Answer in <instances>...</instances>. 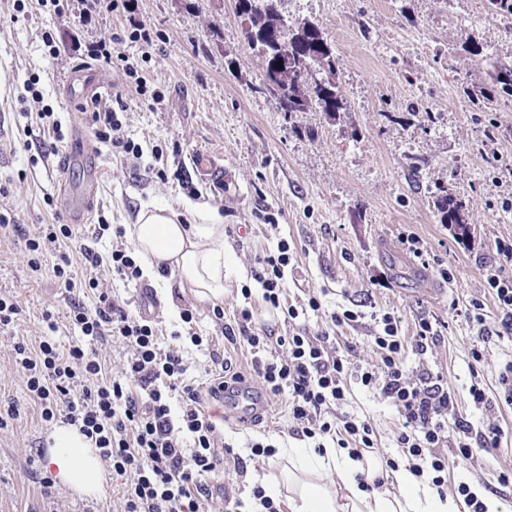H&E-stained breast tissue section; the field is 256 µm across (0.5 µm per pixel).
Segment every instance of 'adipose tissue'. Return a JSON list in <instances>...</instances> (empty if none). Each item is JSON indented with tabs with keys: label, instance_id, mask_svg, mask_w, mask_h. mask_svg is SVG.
I'll return each mask as SVG.
<instances>
[{
	"label": "adipose tissue",
	"instance_id": "ef3b65f1",
	"mask_svg": "<svg viewBox=\"0 0 512 512\" xmlns=\"http://www.w3.org/2000/svg\"><path fill=\"white\" fill-rule=\"evenodd\" d=\"M194 216L193 223L182 224L170 210L146 206L126 233L148 274L178 273L195 299L220 303L229 288L231 262L223 220L205 205L197 206ZM47 445L45 466L60 483L87 494L100 492L99 453L77 427L54 426ZM378 468L376 458H359L345 448L322 454L313 448H285L270 485L281 512H459L454 498L440 495L428 477H416L406 468L396 474V490L366 491L358 475Z\"/></svg>",
	"mask_w": 512,
	"mask_h": 512
}]
</instances>
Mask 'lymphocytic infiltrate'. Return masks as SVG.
Instances as JSON below:
<instances>
[{
    "label": "lymphocytic infiltrate",
    "mask_w": 512,
    "mask_h": 512,
    "mask_svg": "<svg viewBox=\"0 0 512 512\" xmlns=\"http://www.w3.org/2000/svg\"><path fill=\"white\" fill-rule=\"evenodd\" d=\"M151 43L148 31L113 33L110 40L84 44L82 57L100 61L122 71L127 77L138 74L127 56L112 52L123 40ZM117 241L108 259L88 253L91 266L108 262L113 276L125 282L139 281L143 275L133 250L116 231ZM288 242L279 240L276 251L260 257L251 272L263 291L264 301L281 311L288 320L300 316L297 307L283 299V278L288 265ZM498 264L488 269L486 285L497 299L502 325L512 331V275L503 267L512 264V241L496 245ZM69 318L81 339L60 349L51 339L38 346L16 343L14 361L23 375L30 398L38 406L43 421L56 420L79 426L113 473L127 476L122 488L123 512H204L208 498L207 480L223 464L215 446L217 424L199 402V391L187 377V367L178 349L164 345L152 320L131 314L124 304L112 301L95 308L74 302ZM358 312L340 309L331 313L330 329L317 335L303 330L289 331L276 338L258 332L252 313L241 309L235 324L225 325L224 337L231 346L249 349V375L232 373L229 384L250 377L257 380L267 396L286 399L293 435L313 439L327 436L337 447L351 454L374 448L376 436L368 421L336 416L333 406L346 399V381L355 377L395 406L399 415L396 442L409 468L429 474L436 487H443L449 459L444 451L450 431H457L458 459L472 458L474 448L498 447L501 428L488 424L468 442L471 423L454 416V402L442 375L421 370L409 377L404 367L407 351L425 354L436 341L429 319H419L414 340L401 333L398 317L383 313L381 329L370 343L380 366L373 369L352 364L340 355L330 339L331 328L356 322ZM111 337L123 342L130 355L123 366L122 379L105 375L93 344ZM283 350L282 356L268 359L270 346ZM180 408H173V399Z\"/></svg>",
    "instance_id": "1"
}]
</instances>
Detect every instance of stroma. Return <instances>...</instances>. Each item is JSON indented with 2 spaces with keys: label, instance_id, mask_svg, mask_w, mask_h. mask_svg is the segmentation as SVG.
<instances>
[{
  "label": "stroma",
  "instance_id": "obj_1",
  "mask_svg": "<svg viewBox=\"0 0 512 512\" xmlns=\"http://www.w3.org/2000/svg\"><path fill=\"white\" fill-rule=\"evenodd\" d=\"M132 14L100 11L85 21L81 0H68L55 15L37 0H0V115L9 124L0 135V211L14 215L22 234H0V293L20 306L14 322L0 328V410L15 408L16 420L0 429V512H121L122 477L102 466L103 494L83 495L60 486L44 465L51 424L40 417L14 363L16 342L53 335L67 346L80 331L69 322L71 295L51 273L54 248L33 273L25 239L44 225L61 224L65 216L55 201L59 158L37 159L39 141L53 133L38 117L53 109L67 139L77 132L93 135L89 110L66 99L63 85L81 61L75 42L109 37L116 30L137 28L155 36L153 45L125 42L112 50L136 59L148 92L135 80L102 63H93L96 79L111 92L95 108L118 110V137L138 143L143 155L133 158L102 144L98 147L103 182L95 215L124 227L135 223L146 205L170 207L181 223L194 221L192 207L209 205L224 220L225 245L231 253V286L224 296L223 319L213 306L184 292L177 274L163 282L144 277L159 303L155 322L162 334L180 326L182 310H191L202 346L183 339L181 355L200 392L203 408L216 407L218 384L214 357L229 359L233 370L248 372L251 355L224 338L239 307H249L256 327L272 336L286 335L283 317L268 321L260 288L251 299L241 288L251 285L257 256L287 240L290 251L284 288L288 303L305 308L310 295L320 311H307L298 327L315 334L328 327L339 308L359 311L352 325L336 331V348L359 366L374 365L378 356L370 338L377 317L386 312L401 320L412 335L419 318L435 323L440 338L426 354L408 353L405 369L422 367L442 374L459 416L483 430L488 413L469 396L479 384L496 396L499 378L512 363V333L503 332L501 314L485 286L486 267L495 245L512 240V214L502 209L512 200V99L495 110L478 112L465 90L489 85V75L512 68V30L484 6V0H279L288 24L307 20L318 25L338 57L335 82L349 108L327 117L308 108L288 114L264 91L265 59L248 45L247 24L235 0H135ZM52 33L58 52L49 54L44 33ZM38 77L41 100L25 95L24 85ZM158 99H151V92ZM435 113L428 122L427 113ZM495 124V140L485 138ZM215 155L220 166L236 170L242 195L225 201L220 180L202 177L193 158ZM166 179H159L158 171ZM449 185L468 208L470 234L460 237L441 224L436 197ZM419 238L432 265L409 253L401 238ZM453 277L443 280L436 262ZM484 308V324L471 322V302ZM56 332H49L48 322ZM483 353L474 362L471 353ZM337 415L367 420L377 439L376 456L405 465L396 442L397 412L356 380L346 382ZM496 419L501 444L491 453L456 463L448 472V494L460 483L482 487L512 512V409ZM220 442L229 443L244 469L210 479L209 508L224 512V492L250 502L254 486L274 475L276 465L251 459L248 445L264 439L281 447H314V440L289 434L288 406L271 399L263 420L239 422L232 412L218 414Z\"/></svg>",
  "mask_w": 512,
  "mask_h": 512
}]
</instances>
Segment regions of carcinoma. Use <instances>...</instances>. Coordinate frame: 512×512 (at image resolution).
<instances>
[{
	"label": "carcinoma",
	"mask_w": 512,
	"mask_h": 512,
	"mask_svg": "<svg viewBox=\"0 0 512 512\" xmlns=\"http://www.w3.org/2000/svg\"><path fill=\"white\" fill-rule=\"evenodd\" d=\"M276 0H267L262 8L255 7L249 19L251 30L247 33L248 44L263 54L265 62H270L271 54L265 52L267 44L262 39V31L273 25ZM288 53L295 60V67L281 75L279 85L266 86L279 100L284 112H304L309 105L332 118L336 113L347 110V102L339 85L326 81V85L316 80L320 71L336 73L338 57L332 44L315 25H304L289 34ZM498 87L499 96L512 97V70L501 69L492 76ZM469 102L477 110L493 106L491 96L482 88L467 91ZM440 221L457 235L466 232L467 221L465 203L450 189L444 191L437 199Z\"/></svg>",
	"instance_id": "cac0c4a2"
}]
</instances>
